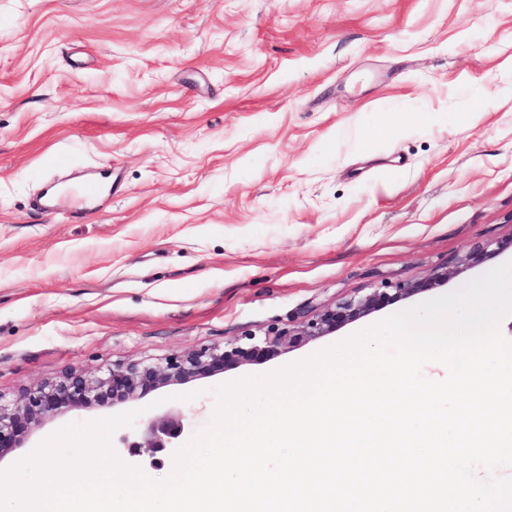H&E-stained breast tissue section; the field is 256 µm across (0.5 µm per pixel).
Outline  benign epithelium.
I'll list each match as a JSON object with an SVG mask.
<instances>
[{
    "mask_svg": "<svg viewBox=\"0 0 512 512\" xmlns=\"http://www.w3.org/2000/svg\"><path fill=\"white\" fill-rule=\"evenodd\" d=\"M512 248V239L490 250L477 247L461 266L481 264L496 253ZM448 280V271H436L422 281L384 283L366 294H356L312 316L299 327L271 329L258 338L249 335L223 348L201 347L174 355L163 365L144 363L115 364L102 372L70 373L55 382L43 383L25 391L21 401L4 400L0 395V457L20 447L32 429L49 419L93 404L109 407L131 403L158 388L202 379L217 371L242 364L262 363L299 344L330 335L345 325L409 299ZM184 431L182 420L163 416L146 423L144 442L128 445L129 451L149 448L156 454L171 451Z\"/></svg>",
    "mask_w": 512,
    "mask_h": 512,
    "instance_id": "7a95c632",
    "label": "benign epithelium"
}]
</instances>
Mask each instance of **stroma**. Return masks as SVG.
<instances>
[{
    "label": "stroma",
    "mask_w": 512,
    "mask_h": 512,
    "mask_svg": "<svg viewBox=\"0 0 512 512\" xmlns=\"http://www.w3.org/2000/svg\"><path fill=\"white\" fill-rule=\"evenodd\" d=\"M112 195L30 202L96 172ZM512 237V0H0V396L162 364ZM382 309L260 364L73 410L210 422V390L305 359ZM194 393V400L179 396ZM164 479L173 456L129 454Z\"/></svg>",
    "instance_id": "35a3bbf8"
}]
</instances>
